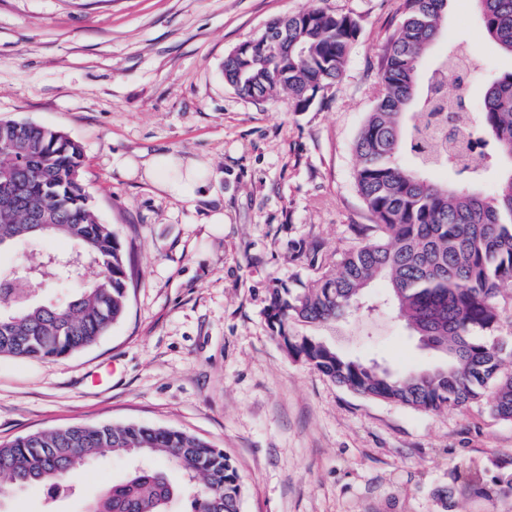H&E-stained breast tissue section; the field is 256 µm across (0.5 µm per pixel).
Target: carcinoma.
I'll return each instance as SVG.
<instances>
[{
    "instance_id": "obj_1",
    "label": "carcinoma",
    "mask_w": 512,
    "mask_h": 512,
    "mask_svg": "<svg viewBox=\"0 0 512 512\" xmlns=\"http://www.w3.org/2000/svg\"><path fill=\"white\" fill-rule=\"evenodd\" d=\"M447 0H404L400 26L380 65V93L355 144L353 178L371 223L360 246L340 254L332 268L299 288H274L266 314L292 359L367 398L418 410L464 409L490 395V410L512 421V347L501 342L496 301L512 287V168L492 194L480 179L512 163V71L494 78L480 110L454 123L453 108L433 105L441 82L467 52L461 40L429 63ZM481 35L512 56V0H475ZM359 31L347 15L318 7L272 20L262 36L224 58V80L242 96H291L304 112L343 75ZM426 93L419 92L425 69ZM420 110L408 113L411 103ZM84 151L64 131L35 122L0 119V241L69 243L66 268L48 253L0 272V355L54 361L94 345L127 307L131 274L125 248L102 223L82 179ZM467 173V182L435 180L431 171ZM43 217L37 225L32 215ZM29 276V291L62 284L73 289L55 302H21L10 284ZM387 283L383 306L442 362L422 371L395 372L340 354L336 347L294 330L298 322L348 323L365 290ZM106 454L161 458L133 467L108 486L88 512H170L190 493V512H240L238 471L224 449L182 430L140 424L84 425L34 432L0 442V496L30 485L73 489L85 466ZM174 468L182 481L173 482Z\"/></svg>"
}]
</instances>
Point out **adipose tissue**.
Listing matches in <instances>:
<instances>
[{
    "mask_svg": "<svg viewBox=\"0 0 512 512\" xmlns=\"http://www.w3.org/2000/svg\"><path fill=\"white\" fill-rule=\"evenodd\" d=\"M116 168L120 175L155 184L180 201L194 198L197 191L205 189L217 178L211 160L174 153L146 159L126 156L117 161Z\"/></svg>",
    "mask_w": 512,
    "mask_h": 512,
    "instance_id": "obj_1",
    "label": "adipose tissue"
}]
</instances>
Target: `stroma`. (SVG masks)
Instances as JSON below:
<instances>
[{"mask_svg": "<svg viewBox=\"0 0 512 512\" xmlns=\"http://www.w3.org/2000/svg\"><path fill=\"white\" fill-rule=\"evenodd\" d=\"M403 0H0V119L65 131L83 180L136 273L124 318L92 347L43 362L0 357V441L73 424L181 429L229 454L241 512H512V421L486 402L459 412L369 399L293 361L265 315L277 283L334 265L371 218L354 144L380 89L379 63ZM359 24L345 72L307 111L287 94L254 101L224 81V57L271 19L308 6ZM433 56L473 41L477 75L443 90L468 111L512 57L480 39L472 0H449ZM208 157L220 178L179 201L121 177L116 158ZM224 211L215 226L206 218ZM300 326L362 362L420 371L439 362L405 326ZM124 459L90 464L75 492L29 486L0 512H84L122 479ZM477 477L485 491L465 490Z\"/></svg>", "mask_w": 512, "mask_h": 512, "instance_id": "35a3bbf8", "label": "stroma"}]
</instances>
